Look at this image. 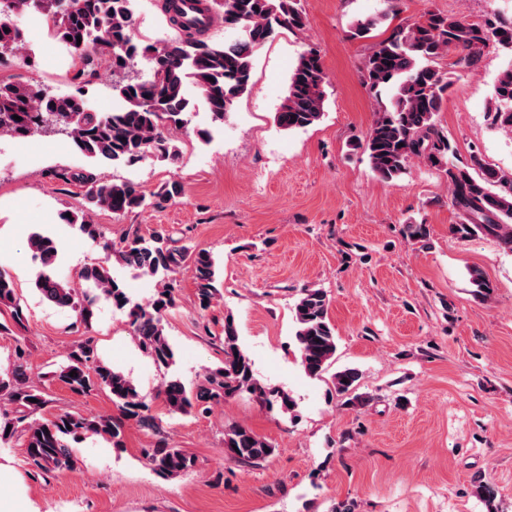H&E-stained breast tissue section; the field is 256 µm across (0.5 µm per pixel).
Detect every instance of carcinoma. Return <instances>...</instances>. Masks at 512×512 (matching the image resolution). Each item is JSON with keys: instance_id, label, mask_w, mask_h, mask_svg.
Listing matches in <instances>:
<instances>
[{"instance_id": "obj_1", "label": "carcinoma", "mask_w": 512, "mask_h": 512, "mask_svg": "<svg viewBox=\"0 0 512 512\" xmlns=\"http://www.w3.org/2000/svg\"><path fill=\"white\" fill-rule=\"evenodd\" d=\"M132 2L72 0L71 9L60 15L52 0H0V57L20 48V30L11 16L38 14L52 35L69 47L73 80L80 85L74 95H49L28 82L0 80V137L28 139L56 132L69 138L80 154L98 163L134 165L154 157L173 164L179 149L170 133L187 127L196 109L188 87L201 92L212 122L224 123V117L248 89L258 49L280 28L301 30L307 25L300 0H194L192 17L183 8L185 0H163L161 11L178 36L150 43L133 31ZM214 14L224 17V24L236 30L233 38L214 42L206 37L202 17ZM491 42L512 50V22L497 19L481 25L460 16L430 12L421 21L394 28L373 46L363 64L364 84L376 96L385 97L386 103L377 112L362 147L372 170L385 181L405 174L414 159L443 170L452 205L461 216L456 230L497 238L512 252V172L486 165L476 155L466 164L460 162L437 122L452 85L451 73L441 70L438 60L454 52L455 65L472 68ZM141 60L147 64L146 73L129 75ZM104 62L123 75L112 84V95L119 105L110 112H93L83 98V88L94 84ZM324 84L318 53L312 49L301 53L287 94L274 114L275 125L291 132L318 122L323 116ZM15 115L21 120L13 119ZM489 117L494 126L512 133V67L496 80ZM74 179L85 188L86 209L69 217L62 213L60 220L99 245L107 258L84 267L81 279L85 287L73 288L54 273L57 242L36 232L28 245L38 263V292L47 302L72 309L76 321L85 326L91 324L99 304H110L126 315L140 350L157 366L170 367L175 352L166 332L165 315L176 306L177 276L191 272L197 306L208 310L220 295L212 254L179 245L161 230L147 236L129 233L117 246L105 237L100 225L93 223L90 211L106 208L125 215L159 208L182 195V184L170 180L148 195L135 182L104 180L91 172L77 174ZM111 260L139 276L159 279L162 288L145 304L133 300L125 281L113 273ZM328 306L329 299L321 288L304 289L294 304L300 362L312 378L321 377L336 353V329ZM3 309L10 310L14 324H24L15 282L0 274V311ZM223 344L222 365L196 383L187 385L179 378L163 381L158 396L168 415L204 413L242 393L262 399L271 408L294 411L290 407L294 400L287 392L267 388L255 377L253 363L239 345L238 328L230 315L224 318ZM360 378L355 368H346L333 377L336 393L354 408L367 403V398L357 393ZM53 379L78 395L108 390L122 419L76 412L44 421L33 418L47 400L30 385L28 354L17 346L8 367L0 369V401L11 406V412L0 415V446L15 437L23 438L25 462L32 476L75 471L79 460L71 443L86 437L99 436L114 448L123 447L125 420L159 432L152 401L124 373L99 358L92 338L73 345L53 372ZM224 447L231 450L226 458L252 466L274 451L266 439L241 424L224 429ZM144 455L152 470L164 479L177 478L193 466V459L164 437L145 449ZM474 488L487 512H497L494 486L478 476Z\"/></svg>"}]
</instances>
